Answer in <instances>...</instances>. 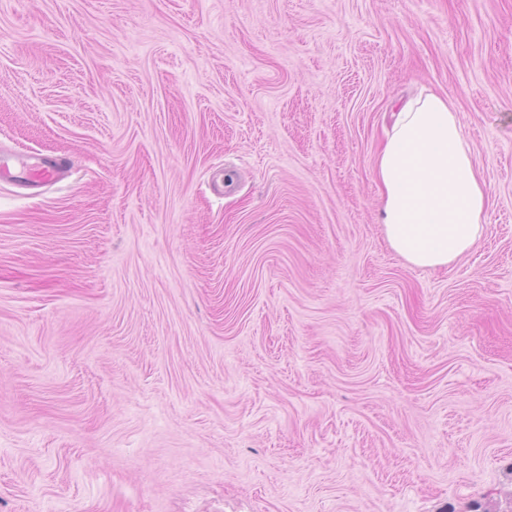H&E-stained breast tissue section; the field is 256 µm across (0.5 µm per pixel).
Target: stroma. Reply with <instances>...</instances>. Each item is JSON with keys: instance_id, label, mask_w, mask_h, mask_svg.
<instances>
[{"instance_id": "stroma-1", "label": "stroma", "mask_w": 512, "mask_h": 512, "mask_svg": "<svg viewBox=\"0 0 512 512\" xmlns=\"http://www.w3.org/2000/svg\"><path fill=\"white\" fill-rule=\"evenodd\" d=\"M459 111L482 238L375 154ZM0 512H512V0H0ZM392 118L372 169L386 240L414 267H448L483 235L486 182L448 97L428 90ZM19 164L18 168L10 159L0 156V179L39 186L62 180L69 170V162L61 156L40 155L23 159Z\"/></svg>"}]
</instances>
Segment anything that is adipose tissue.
I'll list each match as a JSON object with an SVG mask.
<instances>
[{"label": "adipose tissue", "instance_id": "ef3b65f1", "mask_svg": "<svg viewBox=\"0 0 512 512\" xmlns=\"http://www.w3.org/2000/svg\"><path fill=\"white\" fill-rule=\"evenodd\" d=\"M373 177L386 240L410 265L448 266L481 239L487 185L448 97L429 90L394 112Z\"/></svg>", "mask_w": 512, "mask_h": 512}]
</instances>
